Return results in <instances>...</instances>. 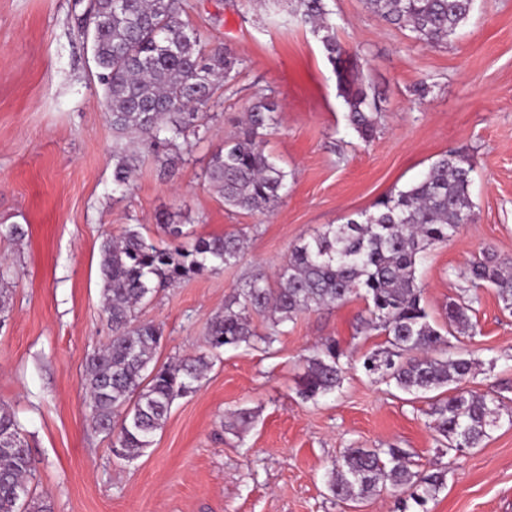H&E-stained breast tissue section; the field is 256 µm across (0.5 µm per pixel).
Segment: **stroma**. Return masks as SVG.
<instances>
[{
    "label": "stroma",
    "instance_id": "1",
    "mask_svg": "<svg viewBox=\"0 0 512 512\" xmlns=\"http://www.w3.org/2000/svg\"><path fill=\"white\" fill-rule=\"evenodd\" d=\"M88 2L0 0V224L27 231L0 240L15 272L0 327V403L23 427L35 495L51 512H399L391 488L343 503L327 485L345 449L393 447L414 470L445 474L408 512H512V312L492 288L480 289L473 329L455 350L473 361L463 388L497 396L501 417L479 447L461 452L436 442L431 399L365 370L385 337L361 330V298L301 314L272 344L224 349L131 462L92 428L81 387L87 359L111 336L101 242L138 224L162 243L163 213L197 237L246 231L247 248L238 265L162 289L139 312L164 331L162 364L204 353L208 321L255 271L274 275L300 238L371 209L447 151L475 161L474 220L417 268L433 319L468 287L464 272L485 249L512 257V0H474L468 23L436 48L380 20L365 0H327L347 63L379 108L367 144L347 128L333 66L288 0H184V20L207 47H231L240 73L209 138L171 172L143 160L125 196L112 191V128L78 22ZM422 81L432 87L424 98L412 92ZM262 94L279 105L267 150L289 173L287 196L266 214L225 208L202 178ZM329 339L352 367L335 392L303 399L304 358ZM240 410L249 420L233 423Z\"/></svg>",
    "mask_w": 512,
    "mask_h": 512
}]
</instances>
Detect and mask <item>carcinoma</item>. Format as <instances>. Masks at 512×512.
Masks as SVG:
<instances>
[{"label":"carcinoma","mask_w":512,"mask_h":512,"mask_svg":"<svg viewBox=\"0 0 512 512\" xmlns=\"http://www.w3.org/2000/svg\"><path fill=\"white\" fill-rule=\"evenodd\" d=\"M381 20L405 28L428 47H438L469 20L473 0H365ZM291 13L310 26L328 59L346 50L326 0H291ZM182 0H89L81 24L91 37L92 58L115 138L113 190L133 187L141 158L152 155L168 171L182 153L207 138L211 104L223 103L224 90L239 74L241 60L228 47L208 50L200 35L181 19ZM346 120L368 142L378 112L359 74L336 70ZM278 105L258 98L234 135L214 151L202 177L224 205L254 213L274 208L288 192V171L266 151L268 129ZM473 163L455 152L434 160L419 179L380 198L373 209L344 224L302 240L279 267L276 280L258 272L236 288L224 314L210 320L205 342L211 355L156 365L163 338L160 326L136 320V310L160 288L237 265L243 257L239 234L188 240L183 225L166 214L159 227L173 244L147 241L141 225L128 224L117 237L103 239L100 271L102 304L112 330L110 341L88 358L81 384L94 427L112 434L114 455L139 458L163 430L173 402L192 394L211 366V356L254 338L269 345L279 326L298 315L341 305L364 294L371 301L364 328L386 336L388 346L365 359L366 370L406 392L436 391L431 407L437 441L451 450L477 448L497 425L498 400L486 393L447 392L466 379L472 361L451 351L450 338L471 328L476 294L451 299L444 324L432 322L422 305L417 266L435 244L454 237L473 221L470 196ZM14 272L0 262V316L10 307ZM466 276L475 289L496 290L512 312V258L486 250ZM268 316L272 332L257 336L252 316ZM346 357L330 340L305 357L300 394L313 399L340 387ZM33 465L15 413L0 406V512H50L30 487ZM444 475H422L398 448H348L333 466L328 489L337 500L365 499L390 486L410 491L417 505L443 486ZM26 489L24 497L17 490Z\"/></svg>","instance_id":"carcinoma-1"}]
</instances>
